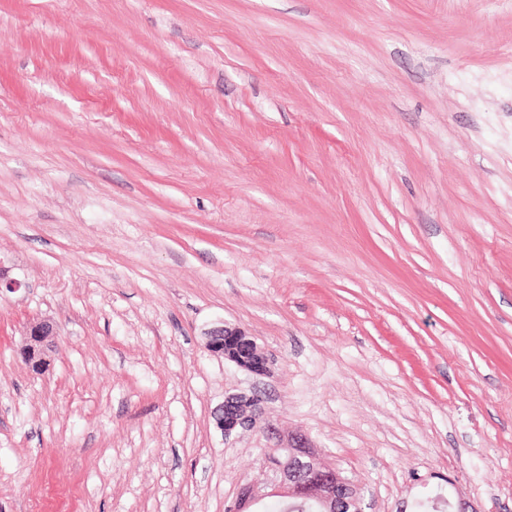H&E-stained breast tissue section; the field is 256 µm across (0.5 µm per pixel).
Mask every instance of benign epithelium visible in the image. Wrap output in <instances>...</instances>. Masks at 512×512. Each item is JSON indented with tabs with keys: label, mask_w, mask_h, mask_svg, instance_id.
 Masks as SVG:
<instances>
[{
	"label": "benign epithelium",
	"mask_w": 512,
	"mask_h": 512,
	"mask_svg": "<svg viewBox=\"0 0 512 512\" xmlns=\"http://www.w3.org/2000/svg\"><path fill=\"white\" fill-rule=\"evenodd\" d=\"M54 329L41 320L27 328L21 348L22 359L35 373L45 372L50 365V338ZM208 351L234 363L255 376L270 373V359L255 342L238 328L218 325L205 333ZM262 399L252 392H240L225 397L214 412L217 427L224 438L256 428L276 439L272 448L264 451L261 462L268 469L261 484L244 483L234 500V512H245L268 498L278 497L291 505L315 503L321 512H363L359 489L344 482L337 469L325 466L316 446L301 434L283 433L262 420Z\"/></svg>",
	"instance_id": "1"
}]
</instances>
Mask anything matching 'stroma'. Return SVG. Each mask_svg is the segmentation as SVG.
Listing matches in <instances>:
<instances>
[{
	"label": "stroma",
	"instance_id": "1",
	"mask_svg": "<svg viewBox=\"0 0 512 512\" xmlns=\"http://www.w3.org/2000/svg\"><path fill=\"white\" fill-rule=\"evenodd\" d=\"M0 274V512H224L250 390L365 512H512V0H0ZM24 336L21 348L23 361L37 374L45 372L50 365L49 351L52 346L49 339L56 336L52 324L47 320L32 323ZM208 351L234 363L255 376L270 373V359L239 328L218 325L205 333Z\"/></svg>",
	"mask_w": 512,
	"mask_h": 512
}]
</instances>
